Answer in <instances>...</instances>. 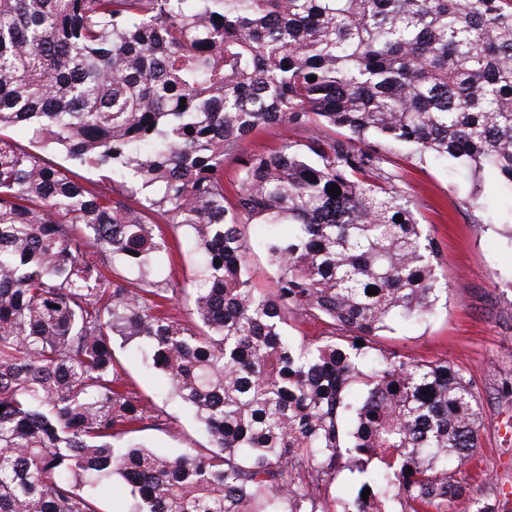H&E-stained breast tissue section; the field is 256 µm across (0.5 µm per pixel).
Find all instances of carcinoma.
<instances>
[{
	"label": "carcinoma",
	"instance_id": "cac0c4a2",
	"mask_svg": "<svg viewBox=\"0 0 512 512\" xmlns=\"http://www.w3.org/2000/svg\"><path fill=\"white\" fill-rule=\"evenodd\" d=\"M275 125L300 139L242 149ZM406 148L512 195V0H0V512H101L114 477L134 512H321L343 471L342 512H447L477 396L372 346L448 294L383 167ZM181 234L192 324L155 276ZM304 317L323 331L297 341ZM115 336L208 446L135 442ZM250 263L255 287L261 289L271 288L274 271L268 266L264 255L256 251L251 256ZM354 478L349 472H341L334 481H331L325 491L322 503L325 512H339L342 510V502L351 494Z\"/></svg>",
	"mask_w": 512,
	"mask_h": 512
}]
</instances>
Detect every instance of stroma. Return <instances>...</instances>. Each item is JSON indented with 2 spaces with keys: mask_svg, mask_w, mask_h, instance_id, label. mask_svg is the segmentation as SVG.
I'll use <instances>...</instances> for the list:
<instances>
[{
  "mask_svg": "<svg viewBox=\"0 0 512 512\" xmlns=\"http://www.w3.org/2000/svg\"><path fill=\"white\" fill-rule=\"evenodd\" d=\"M389 170L417 206V217L438 247V269L448 281V302L426 322H404L378 338L377 348L414 360H445L470 381L482 412L481 445L458 475L464 494L448 512H475L478 503L512 512V230L493 212L512 211L491 174L480 182L457 174L454 164L419 162L399 152ZM480 187L492 209L466 208ZM131 388L148 401L153 424L141 437L153 451L174 454L207 443L194 416L151 370L147 348L119 350Z\"/></svg>",
  "mask_w": 512,
  "mask_h": 512,
  "instance_id": "stroma-1",
  "label": "stroma"
}]
</instances>
